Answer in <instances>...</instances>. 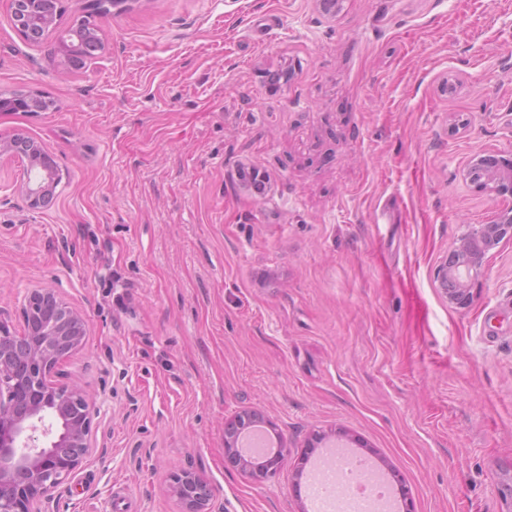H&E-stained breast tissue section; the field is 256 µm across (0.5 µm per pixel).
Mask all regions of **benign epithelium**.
<instances>
[{
  "label": "benign epithelium",
  "instance_id": "7a95c632",
  "mask_svg": "<svg viewBox=\"0 0 512 512\" xmlns=\"http://www.w3.org/2000/svg\"><path fill=\"white\" fill-rule=\"evenodd\" d=\"M18 35L39 44L58 32V15L45 16L36 27L18 24ZM44 92L36 89L15 97H0V112L35 109ZM467 176L481 189L512 197V156L476 154ZM19 192L28 208H45L51 196L45 184L24 172ZM512 239V206L501 209L491 224H470L440 263L436 280L448 301L471 304V282L484 269L486 254L503 239ZM27 336L17 335L0 318V512H44L43 504L68 480L96 448L94 421L100 414L97 395L78 386L58 382L63 358L79 349L88 334L85 317L69 306L58 290L34 288L19 304ZM264 415L250 411L224 424L225 446L245 427L262 423ZM48 438L39 445L36 432ZM286 449L280 447L265 467L248 458L232 459L231 466L264 479L275 472ZM168 492L183 512H211L213 487L194 471L176 469Z\"/></svg>",
  "mask_w": 512,
  "mask_h": 512
}]
</instances>
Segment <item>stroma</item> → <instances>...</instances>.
Returning a JSON list of instances; mask_svg holds the SVG:
<instances>
[{"instance_id": "35a3bbf8", "label": "stroma", "mask_w": 512, "mask_h": 512, "mask_svg": "<svg viewBox=\"0 0 512 512\" xmlns=\"http://www.w3.org/2000/svg\"><path fill=\"white\" fill-rule=\"evenodd\" d=\"M97 25L104 59L62 79L0 0V93L57 104L0 135L62 173L40 211L0 195V314L22 332L24 293L56 288L89 327L60 381L100 407L49 512H180L176 467L212 512H307L318 432L397 512H512V239L469 307L434 278L508 204L465 174L512 154V0H128ZM252 409L287 448L259 481L224 449ZM264 420V415L261 412L250 411L238 416L234 420L226 422L224 424L225 447L228 448L230 445H232V440H234L236 435L245 427L252 425V422H257L256 424H260ZM168 492L183 506L184 512H211L213 487L194 471L175 469L170 475Z\"/></svg>"}]
</instances>
